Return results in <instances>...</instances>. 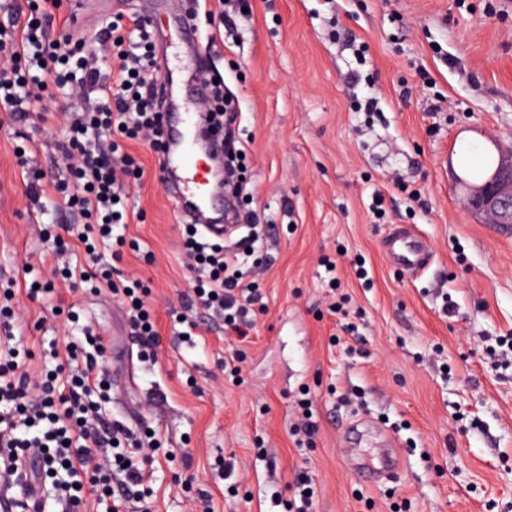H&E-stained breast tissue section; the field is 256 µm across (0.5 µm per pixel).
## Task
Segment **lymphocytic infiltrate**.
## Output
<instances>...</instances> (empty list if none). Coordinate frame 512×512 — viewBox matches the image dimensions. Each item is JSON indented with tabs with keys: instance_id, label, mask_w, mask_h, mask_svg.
Segmentation results:
<instances>
[{
	"instance_id": "obj_1",
	"label": "lymphocytic infiltrate",
	"mask_w": 512,
	"mask_h": 512,
	"mask_svg": "<svg viewBox=\"0 0 512 512\" xmlns=\"http://www.w3.org/2000/svg\"><path fill=\"white\" fill-rule=\"evenodd\" d=\"M60 5L61 0H0V13L8 21L0 26V37L9 45L0 61V102L14 108L41 100L50 84L61 92L76 82L93 89L94 98L68 115L64 159L73 181L58 184L57 190L85 218L78 238L89 248L87 280L107 281L113 294L125 297L128 334L142 357L153 360L159 334L147 287L138 279L113 281L111 267L101 264L92 249L95 240H112L125 223L115 200L128 180L144 176L143 169L121 153L118 138L161 143L160 69L152 35L141 18L116 14L95 33L96 42L109 51L103 59L86 51L84 38L75 32L56 35ZM256 224V216L245 217L247 233L231 250L212 241L199 225H184L183 246L195 274L182 302L186 336L195 335L198 323L193 315L199 310L238 335L253 330L251 315L262 293L237 271L248 263L249 250L259 240ZM104 353L101 336L85 325L64 351H52L56 365L51 378H32L15 347H8L0 358V486L10 491L0 512H45L43 501L31 505L27 498L47 479L65 512H80L85 487L121 503L143 498L155 442L103 416L100 400L109 390L99 367ZM29 457L38 465L22 471L21 462ZM116 471L122 476L117 484L112 481Z\"/></svg>"
}]
</instances>
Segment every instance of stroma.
<instances>
[{
	"instance_id": "1",
	"label": "stroma",
	"mask_w": 512,
	"mask_h": 512,
	"mask_svg": "<svg viewBox=\"0 0 512 512\" xmlns=\"http://www.w3.org/2000/svg\"><path fill=\"white\" fill-rule=\"evenodd\" d=\"M118 10L160 28L188 17L196 36L169 48L170 66L223 83L248 142L255 256L272 259L246 270L264 306L247 337L204 319L195 345L182 343L171 313L194 278L183 220L156 153L127 142L145 174L125 188L112 277L151 288L161 346L157 362L141 361L121 296L62 282L63 264L88 266L83 245L67 236L63 256L40 235L80 215L51 190L27 194L33 171L71 179L58 150L65 98L22 118L0 104V287L14 289L29 373H50V344L77 325L100 332L107 410L155 435L147 512H193L202 491L215 512H286L302 474L316 512H512V235L467 212L452 177L467 145L512 148V0H86L79 25ZM370 95L378 111L361 110ZM46 107L55 117L44 123ZM396 224L433 247L417 277L382 252ZM35 275L54 289L33 300ZM343 296L345 314L333 313ZM300 399L317 431L298 440ZM389 448L401 459L389 478L356 479L355 464Z\"/></svg>"
}]
</instances>
